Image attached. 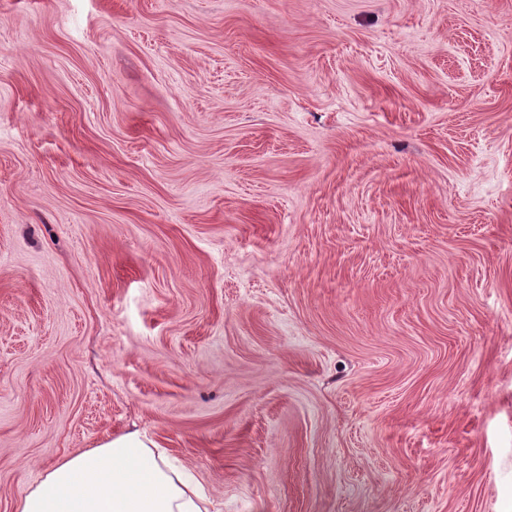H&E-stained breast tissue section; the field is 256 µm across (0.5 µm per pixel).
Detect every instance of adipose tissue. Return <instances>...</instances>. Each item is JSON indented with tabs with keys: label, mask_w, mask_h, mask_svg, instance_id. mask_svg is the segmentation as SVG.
<instances>
[{
	"label": "adipose tissue",
	"mask_w": 512,
	"mask_h": 512,
	"mask_svg": "<svg viewBox=\"0 0 512 512\" xmlns=\"http://www.w3.org/2000/svg\"><path fill=\"white\" fill-rule=\"evenodd\" d=\"M201 485L173 468L152 440L126 434L49 467L19 512H209Z\"/></svg>",
	"instance_id": "ef3b65f1"
}]
</instances>
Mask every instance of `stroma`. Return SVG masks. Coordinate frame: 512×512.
Returning a JSON list of instances; mask_svg holds the SVG:
<instances>
[{"mask_svg":"<svg viewBox=\"0 0 512 512\" xmlns=\"http://www.w3.org/2000/svg\"><path fill=\"white\" fill-rule=\"evenodd\" d=\"M132 432L512 512V0H0V512Z\"/></svg>","mask_w":512,"mask_h":512,"instance_id":"35a3bbf8","label":"stroma"}]
</instances>
